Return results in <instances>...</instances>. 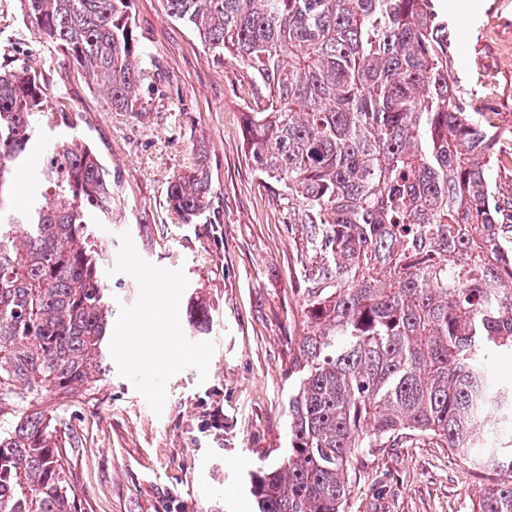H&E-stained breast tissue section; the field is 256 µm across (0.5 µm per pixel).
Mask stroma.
Here are the masks:
<instances>
[{"label":"stroma","instance_id":"stroma-1","mask_svg":"<svg viewBox=\"0 0 512 512\" xmlns=\"http://www.w3.org/2000/svg\"><path fill=\"white\" fill-rule=\"evenodd\" d=\"M470 6L462 23L448 0H434L460 49L459 91L468 111L511 129L512 0ZM133 19L164 70L147 115L109 111L82 68L54 56L47 95L65 94L83 120L73 129L33 120L39 147L80 135L120 175L125 198L116 225L96 230L114 286L110 370L94 393H54L40 406L83 442L69 477L92 512H256L249 473L278 462L288 444V363L307 329L305 286L319 257L293 205L246 157L249 72L214 61L165 0H135ZM199 141L217 224L182 223L166 202ZM142 224L156 251L145 249ZM195 290L212 309L205 336L187 321ZM466 459L423 437L363 454L345 512H473L486 482Z\"/></svg>","mask_w":512,"mask_h":512}]
</instances>
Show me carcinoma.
Instances as JSON below:
<instances>
[{"instance_id": "carcinoma-1", "label": "carcinoma", "mask_w": 512, "mask_h": 512, "mask_svg": "<svg viewBox=\"0 0 512 512\" xmlns=\"http://www.w3.org/2000/svg\"><path fill=\"white\" fill-rule=\"evenodd\" d=\"M30 38L90 74L112 112L144 117L160 61L134 0H19ZM217 57L251 71L249 161L299 204L319 254L310 330L288 366V448L251 473L257 512H344L354 462L406 435L478 448L491 477L474 512H512V383L485 367L512 355V246L490 171L501 132L467 111L431 0H166ZM44 62L0 55V512H86L68 482L81 440L36 402L89 393L109 371L112 291L96 225L122 206L120 177L81 138L52 148L13 206L38 112L74 128L45 95ZM167 187L184 224L211 210L208 154ZM192 332L210 307L190 296Z\"/></svg>"}]
</instances>
